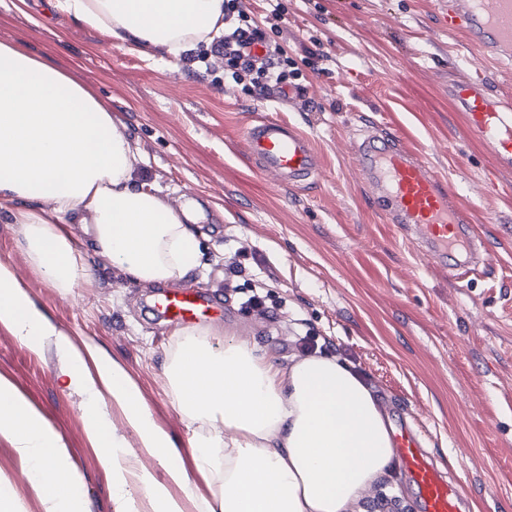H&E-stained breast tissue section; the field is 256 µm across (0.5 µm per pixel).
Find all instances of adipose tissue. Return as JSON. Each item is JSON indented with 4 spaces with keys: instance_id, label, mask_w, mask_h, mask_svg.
<instances>
[{
    "instance_id": "ef3b65f1",
    "label": "adipose tissue",
    "mask_w": 512,
    "mask_h": 512,
    "mask_svg": "<svg viewBox=\"0 0 512 512\" xmlns=\"http://www.w3.org/2000/svg\"><path fill=\"white\" fill-rule=\"evenodd\" d=\"M55 9L130 49L180 57L224 31V0H54ZM146 159L121 119L48 62L0 42V219L31 271L60 294L91 283L97 255L145 286L178 285L202 266L193 209L173 208L141 175ZM81 225L77 238L69 225ZM0 326L53 347L84 431L111 477L113 512H367L396 458L372 386L339 355L284 364L210 326L178 330L162 370L193 435L200 492L171 434L126 368L76 344L0 263ZM120 414L136 436L112 423ZM0 439L29 465L44 512H92L61 438L0 375ZM165 461L166 479L139 469Z\"/></svg>"
}]
</instances>
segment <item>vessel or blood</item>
Here are the masks:
<instances>
[{"label": "vessel or blood", "mask_w": 512, "mask_h": 512, "mask_svg": "<svg viewBox=\"0 0 512 512\" xmlns=\"http://www.w3.org/2000/svg\"><path fill=\"white\" fill-rule=\"evenodd\" d=\"M449 35L461 34L494 61L512 59V0H448L442 16ZM449 93L464 115L470 136L495 166L512 168V101L493 94L481 76L454 81ZM248 154L281 180L311 178L317 157L308 138L293 125L263 120L245 132ZM358 164L373 200L389 223L412 226L429 252L441 261L467 258L482 263L489 251L471 231L446 180L412 151L399 135L368 136L357 151ZM154 311L172 323L194 324L216 315L217 306L199 289L176 288L159 294ZM401 466L416 487L420 512H467L468 496L434 464L423 442L407 425L394 436Z\"/></svg>", "instance_id": "vessel-or-blood-1"}]
</instances>
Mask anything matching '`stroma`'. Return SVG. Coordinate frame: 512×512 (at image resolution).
<instances>
[{"label": "stroma", "instance_id": "stroma-1", "mask_svg": "<svg viewBox=\"0 0 512 512\" xmlns=\"http://www.w3.org/2000/svg\"><path fill=\"white\" fill-rule=\"evenodd\" d=\"M282 18L250 0L251 19L293 61L305 100H271L224 81L216 46L178 60L129 51L112 36L51 10L47 0H0V41L49 61L119 117L147 159L146 177L172 204L191 205L209 267L188 285L221 307L227 333L281 363L304 343L340 355L371 381L393 424L408 423L436 466L469 494L471 512H512V172L472 141L446 81L486 74L512 98V62L485 63L438 25L444 0H282ZM331 59L322 65L320 55ZM295 125L319 157L313 178L280 184L250 159L248 126ZM369 132L398 133L447 179L491 267L448 276L418 236L385 223L356 162ZM0 262L76 341L120 360L159 424L182 443L162 361L173 327L148 305L156 290L92 259L94 287L63 296L34 277L14 225L0 222ZM260 294L264 308L248 303ZM52 349L35 353L0 328L8 376L63 438L92 503L113 512L110 477L86 438L80 398L65 390ZM25 464L0 439V480L13 512H43ZM379 512H418L401 467L374 489Z\"/></svg>", "mask_w": 512, "mask_h": 512}]
</instances>
